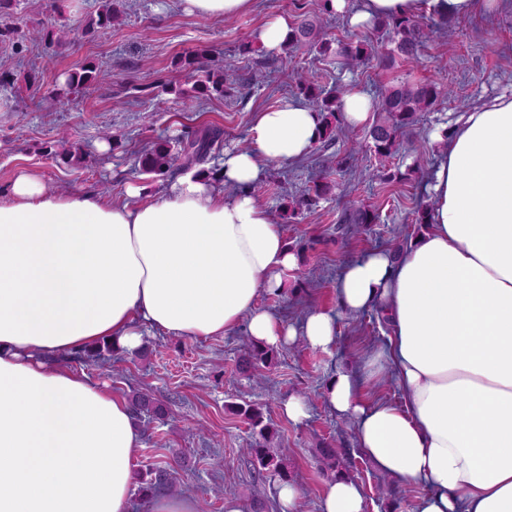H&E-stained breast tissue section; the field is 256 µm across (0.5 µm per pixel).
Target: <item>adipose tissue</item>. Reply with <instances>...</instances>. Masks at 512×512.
Listing matches in <instances>:
<instances>
[{"label": "adipose tissue", "mask_w": 512, "mask_h": 512, "mask_svg": "<svg viewBox=\"0 0 512 512\" xmlns=\"http://www.w3.org/2000/svg\"><path fill=\"white\" fill-rule=\"evenodd\" d=\"M475 0H329L357 28L389 16L444 20ZM321 116L287 100L256 112L250 147L228 151L225 184L264 179L310 151ZM62 192L32 172L0 196V512H129L141 446L127 401L57 363L111 342L132 352L145 328L221 336L247 325L269 346L336 343L331 312L291 324L261 309L297 266L279 224L250 194L177 175L148 203ZM426 231L401 251L346 264L342 312L375 309L389 333L326 398L354 426L371 466L426 489L415 512H512V95L463 114L440 148ZM391 370L401 403L369 382ZM322 512H363L358 484L327 482Z\"/></svg>", "instance_id": "1"}]
</instances>
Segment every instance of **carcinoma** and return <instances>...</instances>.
Masks as SVG:
<instances>
[{
	"label": "carcinoma",
	"instance_id": "obj_1",
	"mask_svg": "<svg viewBox=\"0 0 512 512\" xmlns=\"http://www.w3.org/2000/svg\"><path fill=\"white\" fill-rule=\"evenodd\" d=\"M12 0H0V40H6L14 34V29L4 19L10 15ZM122 10L117 8L114 0H105L101 10L91 18L85 32L92 33L98 28H109L120 20ZM377 32L386 35L395 43V49L383 51L372 41L352 38L346 42L333 43V40L321 36L317 25L305 20L292 27L288 44L291 46L306 45L309 50L322 57H341L349 65H358L372 56H376L386 65L394 61L399 54L406 59H415L424 47L425 38L433 25L417 20L414 17H392L374 22ZM210 50L200 48L188 51L178 57L177 65L194 78L193 98L207 99L217 93L224 94V71L210 65ZM106 77V71L96 64L84 66L79 71L71 72L66 78V88L78 89L97 83ZM301 94L312 108L320 112L322 125L318 130L316 143L322 148L333 144L338 136L342 122L341 95L342 90L336 86L329 90L314 84L301 85ZM446 91L431 82H402L381 92L376 104L378 120L370 131L374 152L381 158L390 157L397 149L401 136L411 130L417 121V114L427 112L435 107ZM220 133L214 129L196 132L179 139L177 148L170 146L169 139L160 137L152 147L144 150L138 157L140 170L148 174H165L184 171L192 166L206 162L207 156ZM332 184L318 181L311 192L300 197L285 199L283 202V219L294 218L300 211L308 210L316 200L329 194ZM273 349L254 341L244 345L241 358V370L260 373L262 369L273 364ZM136 419L158 417L164 414L163 404L150 394L134 392L128 396ZM230 409L244 416L257 431V437L245 449L250 461L257 467L258 473H266L281 481L288 480V464L273 448L278 438L275 427L265 421L261 408L254 405H232ZM177 470L175 465L168 464L149 470L147 475H135L138 483V494L147 498L159 490H170L175 484Z\"/></svg>",
	"mask_w": 512,
	"mask_h": 512
}]
</instances>
